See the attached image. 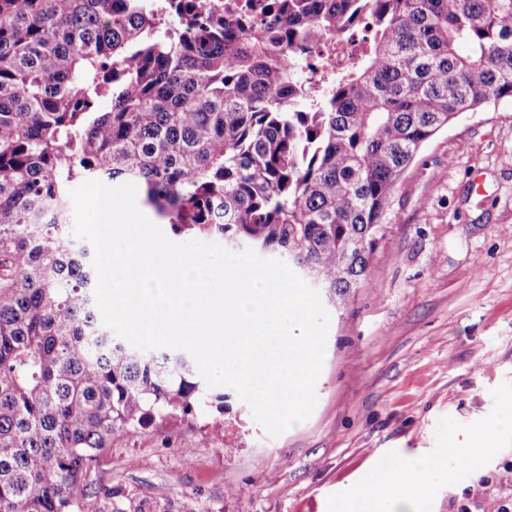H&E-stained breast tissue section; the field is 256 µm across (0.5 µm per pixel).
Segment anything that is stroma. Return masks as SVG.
<instances>
[{"instance_id": "obj_1", "label": "stroma", "mask_w": 512, "mask_h": 512, "mask_svg": "<svg viewBox=\"0 0 512 512\" xmlns=\"http://www.w3.org/2000/svg\"><path fill=\"white\" fill-rule=\"evenodd\" d=\"M362 285L328 306L317 405L273 437L223 412L116 434L87 479L165 512H336L352 485L428 456L426 512L512 510V100L437 133L394 186ZM492 452L456 456L469 431Z\"/></svg>"}]
</instances>
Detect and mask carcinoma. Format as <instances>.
I'll return each instance as SVG.
<instances>
[{
  "mask_svg": "<svg viewBox=\"0 0 512 512\" xmlns=\"http://www.w3.org/2000/svg\"><path fill=\"white\" fill-rule=\"evenodd\" d=\"M354 35L342 67L317 52ZM505 97L512 0H0V512H143L80 490L99 452L224 401L98 323L78 182L134 181L175 233L343 304L421 148Z\"/></svg>",
  "mask_w": 512,
  "mask_h": 512,
  "instance_id": "cac0c4a2",
  "label": "carcinoma"
}]
</instances>
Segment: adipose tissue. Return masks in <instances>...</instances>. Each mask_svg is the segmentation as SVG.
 I'll list each match as a JSON object with an SVG mask.
<instances>
[{
    "label": "adipose tissue",
    "mask_w": 512,
    "mask_h": 512,
    "mask_svg": "<svg viewBox=\"0 0 512 512\" xmlns=\"http://www.w3.org/2000/svg\"><path fill=\"white\" fill-rule=\"evenodd\" d=\"M434 468V463L422 456L396 461L359 481L351 501L340 505L338 512H421L420 501L407 489Z\"/></svg>",
    "instance_id": "1"
}]
</instances>
